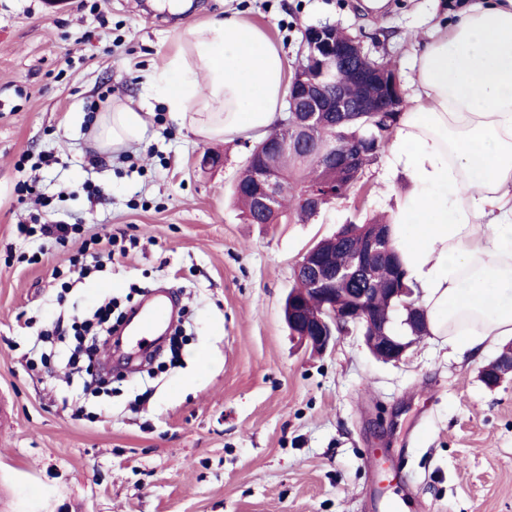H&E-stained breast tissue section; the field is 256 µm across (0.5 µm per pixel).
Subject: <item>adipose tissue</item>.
Wrapping results in <instances>:
<instances>
[{"instance_id": "ef3b65f1", "label": "adipose tissue", "mask_w": 512, "mask_h": 512, "mask_svg": "<svg viewBox=\"0 0 512 512\" xmlns=\"http://www.w3.org/2000/svg\"><path fill=\"white\" fill-rule=\"evenodd\" d=\"M416 46L412 104L388 145L411 182L395 230L431 334L462 356L512 336V0H470ZM147 92L202 140L260 135L288 95L287 60L237 15L193 21ZM145 132L143 112L118 103L91 138L118 151Z\"/></svg>"}]
</instances>
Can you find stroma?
<instances>
[{
	"instance_id": "obj_1",
	"label": "stroma",
	"mask_w": 512,
	"mask_h": 512,
	"mask_svg": "<svg viewBox=\"0 0 512 512\" xmlns=\"http://www.w3.org/2000/svg\"><path fill=\"white\" fill-rule=\"evenodd\" d=\"M0 0V512H512V374L483 368L512 338L457 356L424 337L405 361L375 359L359 331L312 353L284 300L302 255L347 223L392 214L407 174L387 158L305 224H250L232 197L254 136L205 142L153 102L140 144L111 155L88 135L100 100L142 103L149 75L190 20L227 12L262 28L296 67L304 30L335 23L408 84L414 35L461 0ZM52 154L38 171L22 155ZM80 225L62 243L18 235L29 206ZM98 189L90 195L83 183ZM135 240L96 268L86 241ZM166 288L187 332L151 376L117 368L84 389L57 319L113 312Z\"/></svg>"
}]
</instances>
